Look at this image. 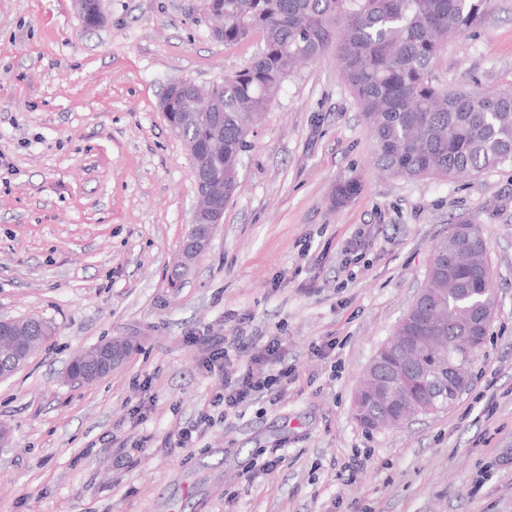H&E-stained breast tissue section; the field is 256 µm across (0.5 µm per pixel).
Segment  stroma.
<instances>
[{
  "label": "stroma",
  "instance_id": "obj_1",
  "mask_svg": "<svg viewBox=\"0 0 512 512\" xmlns=\"http://www.w3.org/2000/svg\"><path fill=\"white\" fill-rule=\"evenodd\" d=\"M103 7L88 29L72 0H0V316L56 328L0 380V512H512V165L470 182L379 174L330 49L284 82L209 251L182 264L196 187L160 97L243 69L261 36L224 45L205 0ZM435 76L512 87V0L449 41ZM348 176L360 189L333 206ZM460 223L479 226L497 297L471 383L443 411L366 430L354 390ZM239 330L281 336L291 377L277 404L224 420L209 350L188 338ZM125 337L110 375L64 382L73 354ZM274 450L277 471H253Z\"/></svg>",
  "mask_w": 512,
  "mask_h": 512
}]
</instances>
